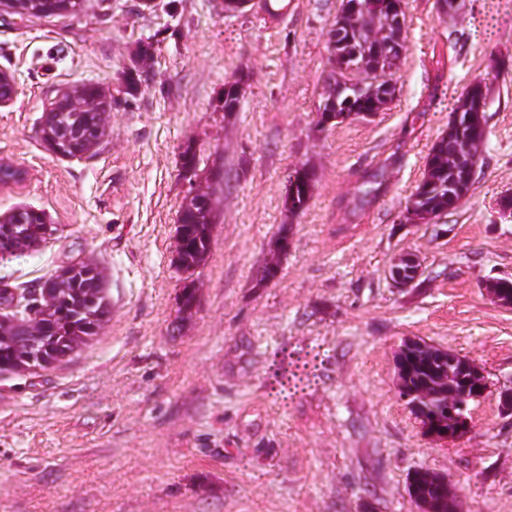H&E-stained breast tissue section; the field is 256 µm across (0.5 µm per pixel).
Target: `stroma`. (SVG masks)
<instances>
[{
    "mask_svg": "<svg viewBox=\"0 0 512 512\" xmlns=\"http://www.w3.org/2000/svg\"><path fill=\"white\" fill-rule=\"evenodd\" d=\"M274 28L224 0H85L76 17L0 15V158L29 178L0 214L44 211L53 234L0 259V289L29 288L92 261L111 314L65 361L0 374V512H418L410 474L446 477L462 512H512V306L487 280L512 278V0H405L397 96L372 118L319 128L327 34L341 0H296ZM241 79L237 111L224 81ZM486 87L487 138L473 184L447 214L408 220L406 201L461 95ZM112 95L97 151L62 158L40 139L60 90ZM195 156L192 171L181 154ZM223 181L213 184V168ZM309 169L305 209L284 204ZM381 173L371 190L369 175ZM213 188L210 254L185 278L179 212ZM288 232L276 276L270 244ZM423 282L394 287L395 259ZM196 303L182 310L185 284ZM406 338L466 357L488 381L472 428L441 444L397 394ZM317 353L323 376L288 405L275 374ZM420 267H421L420 263H418L416 261V259L414 258L413 255L408 254V255L400 257L395 263H393L390 266L389 274H390V278L393 279V275H392L393 269L399 268L404 272L405 278L403 277V275H401V276L395 275L396 282H394L390 279L392 281V284L394 285V287L410 288L417 280L415 277L417 275H419L418 276V280H419L420 277L423 275L422 271H420V273H419ZM411 279H414V280H411Z\"/></svg>",
    "mask_w": 512,
    "mask_h": 512,
    "instance_id": "1",
    "label": "stroma"
}]
</instances>
